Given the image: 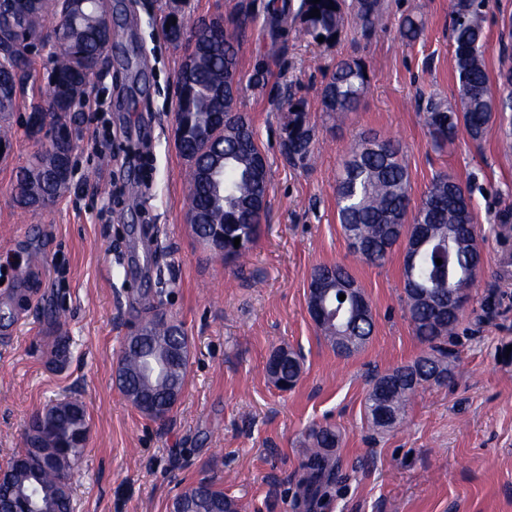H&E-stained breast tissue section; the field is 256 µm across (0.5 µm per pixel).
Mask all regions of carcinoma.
Returning <instances> with one entry per match:
<instances>
[{
    "label": "carcinoma",
    "mask_w": 512,
    "mask_h": 512,
    "mask_svg": "<svg viewBox=\"0 0 512 512\" xmlns=\"http://www.w3.org/2000/svg\"><path fill=\"white\" fill-rule=\"evenodd\" d=\"M486 0H453L451 11V39L455 45V70L458 78L460 108H455L432 96L423 101L421 108L425 125L434 143L441 147L453 142L459 132L471 139L480 140L486 134L492 118L489 101L492 88L484 62L486 35L484 31ZM314 8L320 16H310ZM103 6L96 0H35L25 24L29 32L39 34L49 17L63 16L51 35L54 54L47 78L44 103L33 112L46 113L51 123L62 124L67 114L82 102L87 87L82 73L77 70L81 61L95 64L104 62L108 51L101 47L106 35ZM382 0H299L297 5L288 0H267L265 24L269 31L270 52L277 53L288 40V17L300 21L302 33L311 42L332 45L341 40L345 17L361 33L369 37L382 20ZM253 21L246 11L232 20V28L224 27V20L215 18L196 26L194 52L198 63L190 75L178 73L181 93L177 111L186 113L187 120L177 134V148L190 164L189 220L196 226L195 233L205 236L213 224L236 225L238 229L225 243L224 261L244 257L255 244L262 214L268 207L260 206L261 199L269 198V167L261 157L255 132L242 113L229 112L235 108L239 91L224 87V70L238 73L242 43L240 30ZM423 30L417 17H406L400 25L401 37L412 41ZM28 59L25 47L16 49L0 58V100L15 111L19 84L23 83ZM365 62L360 58H344L325 77L321 92L324 112L337 114L353 112L368 89ZM280 111L284 112L280 148L289 163L306 167L315 157L313 128L302 102L287 97ZM224 124V137L218 139L205 154L197 140L199 129L208 125ZM224 168L223 180L215 185L199 177V171L213 165ZM410 176L402 159L400 146L391 140L367 137L361 139L350 151L336 184V204L342 230L349 248L368 264L381 265L391 248L387 241H396L407 222L424 224L436 229L443 224L459 225L462 240L471 238L477 231L470 200L463 197V188L457 180H448V174H437L419 204L410 207ZM59 196L57 186L46 179L37 200L16 197L17 204L26 209L46 207ZM240 239L234 246V239ZM442 259L437 264L435 259ZM474 255L456 239L440 233L421 252L411 269H403V281L411 280L416 286L444 294L450 288H467L464 274ZM334 278L335 291L330 293L328 307L334 321L323 329L328 333L351 327L350 335L361 340L363 348L374 331L373 318H364L350 325L351 298L339 300L342 283L354 278L340 264L316 267L310 279ZM405 303L415 336L428 346V351L412 363L396 367L383 375L389 379L384 397L388 408L403 416L406 407L417 392L408 385V377L415 370H423L429 377L439 373L435 385H446L454 375V365L445 347L448 337L454 334L459 316L440 313L435 307L444 304L440 297L432 304L416 302L409 288H404ZM151 350L146 344L130 343L125 346L121 370L127 374V384L135 387L142 380L151 383V400L166 404L165 390L158 386L161 367L150 361ZM282 364L275 383L287 388L299 378L300 363L295 354L281 357ZM87 431L84 406L69 401L66 410L54 417L46 433L50 453L44 460L33 459L30 447L21 454L28 466L12 475V480L0 483V512H11L18 507V495L27 496L32 512H69V498L57 496L60 479L72 476L84 453L81 440ZM304 469L306 493L316 498L323 487L335 479L338 462L330 451L337 447L340 436L329 428L320 427L309 433ZM177 497L190 503L192 512H238L235 500L212 484L199 482L182 490Z\"/></svg>",
    "instance_id": "obj_1"
}]
</instances>
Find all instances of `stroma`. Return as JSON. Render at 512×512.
<instances>
[{
	"label": "stroma",
	"instance_id": "1",
	"mask_svg": "<svg viewBox=\"0 0 512 512\" xmlns=\"http://www.w3.org/2000/svg\"><path fill=\"white\" fill-rule=\"evenodd\" d=\"M265 0H109L112 55L88 92L96 104L71 113L73 178L56 202H15L18 171L46 142L28 116L46 91L50 47L29 56L30 76L12 113V148L0 156V468L24 447L31 417L60 400L83 404L85 452L71 485L73 512H168L172 497L203 480L241 512H512V109L494 112L479 141L459 135L435 146L422 99L456 102L452 0H386L371 37L355 26L332 46L290 31L269 52ZM250 9L239 60L237 108L269 163V209L244 264L212 254L187 220V162L174 138L177 74L186 44L169 42L163 20L236 17ZM485 65L491 84L512 68V0H487ZM424 30L403 40V16ZM362 58L369 88L357 112L325 116V76L342 58ZM266 87L254 86L258 68ZM303 100L320 151L297 167L280 151L278 106ZM399 142L420 200L438 173L470 195L484 268L448 344L454 377L428 385L401 423L381 431L366 419L374 380L426 347L404 310L403 246L385 264L348 250L336 177L361 135ZM345 265L372 305L375 331L342 358L311 321L314 267ZM163 314L189 340L188 377L166 422L126 399L117 371L127 336ZM66 339V361L52 350ZM301 354L296 386L266 371L278 349ZM340 430L339 473L314 508L303 501L302 462L314 427Z\"/></svg>",
	"mask_w": 512,
	"mask_h": 512
}]
</instances>
